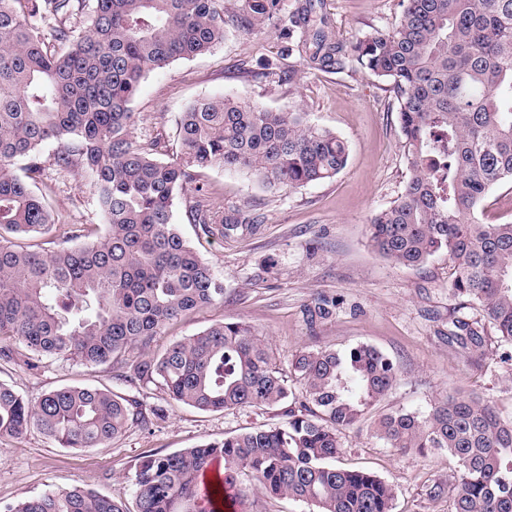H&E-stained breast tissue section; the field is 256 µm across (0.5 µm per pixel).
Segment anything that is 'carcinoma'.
<instances>
[{"label":"carcinoma","instance_id":"carcinoma-1","mask_svg":"<svg viewBox=\"0 0 512 512\" xmlns=\"http://www.w3.org/2000/svg\"><path fill=\"white\" fill-rule=\"evenodd\" d=\"M84 3L0 0V338L18 344L30 369L45 359L108 364L119 379L158 384L202 412L286 403L287 421L143 456L133 511L75 485L10 512H202L200 477L215 461L225 477L211 486L210 512L228 501L246 505L241 476L314 512H393L391 485L336 465L342 431L396 380L385 352L365 343L304 350L291 362L297 390L246 322H215L145 353L167 325L224 300V283L174 222L179 194L199 171H247L266 188L292 190L335 177L347 163L345 141L310 112L203 98L182 113L181 154L166 161L130 139L131 103L149 71L207 52L230 28L297 32L310 62L384 84L409 180L371 217L370 245L407 267L448 255L451 290L479 312L448 322V344L488 368L506 357L482 319L512 344V224L481 219L491 190L512 183V0H400L395 26L348 43L310 9L287 13L285 0H94L90 28L76 37L68 22ZM49 144L56 166L88 177L105 224L100 235L67 224L55 249L38 251L22 240L55 225L32 189ZM190 220L206 237L254 231L216 223L201 202ZM153 417L164 418L163 409L149 416L139 400L106 388L67 385L32 402L0 383V436L18 438L35 425L64 448H93ZM375 435L396 451L454 459L452 487L431 490L435 498L451 492L454 512H512V419L490 399L457 393L423 415L391 411Z\"/></svg>","mask_w":512,"mask_h":512}]
</instances>
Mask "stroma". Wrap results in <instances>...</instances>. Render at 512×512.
<instances>
[{"label": "stroma", "mask_w": 512, "mask_h": 512, "mask_svg": "<svg viewBox=\"0 0 512 512\" xmlns=\"http://www.w3.org/2000/svg\"><path fill=\"white\" fill-rule=\"evenodd\" d=\"M399 0H315L337 38L351 41L375 26L391 28ZM279 32L227 31L223 42L190 60L150 71L132 103L129 128L136 144L174 159L180 150L177 123L201 97L235 96L272 110L298 109L339 135L348 146L345 168L332 180L288 190H269L251 176L220 167L201 170L187 186L176 211L186 239L195 244L224 283V299L168 326L155 342L163 347L216 321L250 324L272 348L281 372L300 350L346 349L371 344L393 357L399 376L365 420L343 432L340 466L374 472L395 492L393 512H453L450 496L430 497L433 484L451 485L452 458L437 450L393 452L374 434L376 415L391 410L427 412L449 392H475L512 418V361L493 372L468 364L448 344V321L461 300L450 283L447 254L419 268L395 264L368 245L369 220L400 196L408 180L403 141L392 98L384 85L361 72H323L300 56L282 54ZM269 59L293 69L294 85L277 76H244L241 61ZM53 146L43 149V171L35 183L59 224H103L87 176L53 164ZM205 197L216 219L233 212L253 219L252 235L205 237L187 218L189 205ZM328 316H311L316 299ZM0 382L30 400L55 388L104 386L134 397L144 408H163L166 417L150 427L129 426L119 438L96 447H61L37 428L21 438H0V512L47 490L81 485L112 499L134 503L133 477L147 452L169 453L236 434L248 427L283 424L281 408L245 407L202 412L169 399L155 385L135 388L115 378L106 365L45 360L26 370L0 357Z\"/></svg>", "instance_id": "stroma-1"}]
</instances>
